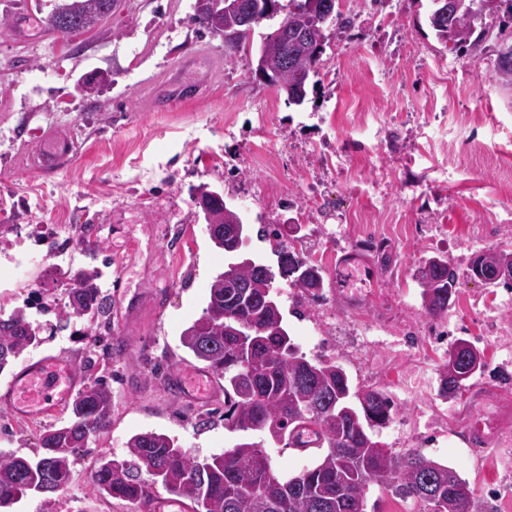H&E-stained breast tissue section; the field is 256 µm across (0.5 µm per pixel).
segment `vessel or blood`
<instances>
[{"label":"vessel or blood","mask_w":512,"mask_h":512,"mask_svg":"<svg viewBox=\"0 0 512 512\" xmlns=\"http://www.w3.org/2000/svg\"><path fill=\"white\" fill-rule=\"evenodd\" d=\"M171 383L179 394L199 401L218 394L211 376L196 370L173 373ZM76 386L67 363L45 356L24 366L0 389V402L24 417L41 415L66 406Z\"/></svg>","instance_id":"1"}]
</instances>
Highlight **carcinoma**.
<instances>
[{
    "instance_id": "obj_1",
    "label": "carcinoma",
    "mask_w": 512,
    "mask_h": 512,
    "mask_svg": "<svg viewBox=\"0 0 512 512\" xmlns=\"http://www.w3.org/2000/svg\"><path fill=\"white\" fill-rule=\"evenodd\" d=\"M110 0H79V13L59 22L65 36L96 28ZM306 0H288V12L265 35L259 56L265 60L269 85L290 97L307 88L319 73L322 55L312 50L326 42L323 25L312 23L303 11ZM210 33L224 28L241 30V39L254 29L239 26V15H195ZM512 24V0H441L429 23L438 42L450 52L478 51L490 31ZM497 80L512 87V44L499 49ZM223 196L214 199L205 219L211 241L231 257L209 290L202 315L181 334L180 343L216 376L224 379V426L232 431H266L278 442L291 441L307 425L317 428L321 455L317 463L291 478L280 476L260 442H241L204 460L192 456L166 434L144 432L127 442L121 458L98 460L94 482L100 494L130 503H144L160 485L169 494L189 501L192 512H360L363 487L377 486L403 500L431 507L432 512H463L468 482L452 468L419 449L396 453L373 440V429L392 417V400L380 389L351 391L345 370L334 362L308 360L291 343L280 309L267 308L262 290L271 287L267 265L243 266V242L224 235ZM278 265L288 271L303 297L319 299L324 288L322 268L291 248L277 250ZM512 266V250L488 249L475 253L467 269L479 267L485 284L512 288V281L496 279L504 265ZM422 306L433 318L448 312L459 274L439 257L418 269ZM235 277L237 287L224 285ZM96 269L81 271L68 289V305L61 320L76 315L92 319L109 313ZM42 342L40 329L24 311L0 318V373L25 350ZM457 368H440V392L458 395L465 387ZM357 395L353 414L344 412L347 398ZM112 390L99 381L82 389L71 405V418L41 437L44 453L28 460L0 452V508L29 493H62L72 480L69 455L87 447L89 437L108 427Z\"/></svg>"
}]
</instances>
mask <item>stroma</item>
Instances as JSON below:
<instances>
[{
    "instance_id": "stroma-1",
    "label": "stroma",
    "mask_w": 512,
    "mask_h": 512,
    "mask_svg": "<svg viewBox=\"0 0 512 512\" xmlns=\"http://www.w3.org/2000/svg\"><path fill=\"white\" fill-rule=\"evenodd\" d=\"M57 0H0V17L18 20L23 35L0 32V193L14 196L1 224H81L97 257L78 254L64 272L43 269V249L26 242L28 264L0 253V316L24 308L42 326V342L21 363L53 355L77 368L83 383L100 378L112 389L109 426L72 457L73 479L56 505L31 494L7 512H144L99 496L92 478L98 459L124 456L128 440L153 431L175 437L204 459L241 442L263 443L273 467L291 477L313 466L316 452H299L264 432L224 426L223 397L199 402L177 396L174 372L199 368L180 344L184 329L206 306L214 277L228 258L211 242L194 190L209 184L247 223L243 251L276 266L268 224L297 223L310 261L330 271L338 253L357 250L374 271L356 302L337 301L329 320L312 324L295 308L290 280L274 286L295 345L325 336L337 347L398 335L408 323L428 328L414 273L443 256L461 269L447 320L452 339L484 351L480 380L495 403L478 401L473 386L455 398L439 394L443 354L425 364L418 399L481 421L486 436L512 429V361L483 340L490 318L512 316V290L489 289L465 276L479 249L512 250V88L496 80L492 37L477 53L448 52L429 24L431 0H341L350 27L330 24L318 76L302 104L289 103L256 79V52L226 53L220 36L194 21L195 0H125L101 30L79 36L77 52L48 32ZM105 71L110 85L94 95L84 75ZM53 130L69 132L73 161L42 177L31 158ZM318 192L315 210L308 195ZM101 266L112 300L107 347L89 354L91 319L59 318L66 286L79 270ZM40 302L27 305L26 281ZM89 368H81L85 356ZM357 388L382 389L395 412L374 438L395 451L422 448L448 465L483 498L496 476L476 465L453 434L422 446L408 429L410 399L393 370L351 372ZM68 409L29 418L0 406V451L40 457L45 430Z\"/></svg>"
}]
</instances>
